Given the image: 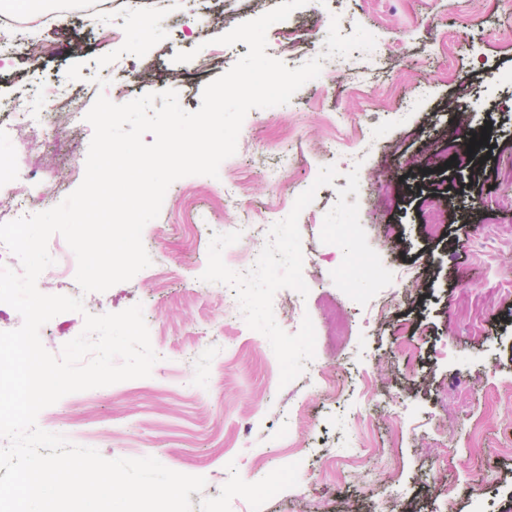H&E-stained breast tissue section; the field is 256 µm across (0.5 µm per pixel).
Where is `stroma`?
I'll use <instances>...</instances> for the list:
<instances>
[{"mask_svg": "<svg viewBox=\"0 0 512 512\" xmlns=\"http://www.w3.org/2000/svg\"><path fill=\"white\" fill-rule=\"evenodd\" d=\"M280 0H140L139 21L112 0L110 17L72 5L35 35L54 51L0 62V97L21 94L31 77L66 80L86 105L98 95L116 104L175 90L189 112L205 85L247 53L217 44L225 27L259 17ZM155 19L145 49L140 21ZM375 33L379 53L353 51L349 71L321 72L294 95L292 107L251 109L236 153L218 177L187 176L168 189L170 208L146 224L151 264L130 281L86 294L96 314L141 305L159 360L147 378L70 394L45 408L50 432L91 442L108 459L154 457L169 469L205 477L191 494L193 512H371L372 491L352 460L363 448L391 451L403 495L394 512H439L435 489L447 483L453 512H512V299L493 287L512 280V210L494 202L512 195V0H309L266 34L268 55L296 68L324 52L331 21ZM124 28L118 41L101 31ZM297 36L281 46V31ZM198 50L208 59L175 62ZM108 87H99V79ZM428 96L397 115L418 84ZM493 122L497 141L478 179L470 164H446L448 137ZM341 154L327 146L338 129ZM372 134L371 149L358 148ZM93 128L60 133L65 150L16 151L22 165L46 172L49 193L82 182ZM434 193L448 210L443 237H430L420 201ZM292 209L289 224H267L272 210ZM262 225L261 239L240 247L260 256L279 244L246 289L247 309L224 320V298L237 274L225 266L226 232L242 214ZM353 224L332 242L327 226ZM489 256L471 242L490 231ZM379 252L380 267L338 278L345 261ZM420 269L405 289L398 270ZM170 278L159 283L158 270ZM487 292L481 333L462 311L474 289ZM390 292L403 302L375 319L372 302ZM300 314L283 325L289 304ZM76 312L40 329L44 347L60 353L83 330ZM405 337L414 352L395 348ZM410 409L393 419L394 404ZM289 476L271 492L267 471Z\"/></svg>", "mask_w": 512, "mask_h": 512, "instance_id": "1", "label": "stroma"}]
</instances>
